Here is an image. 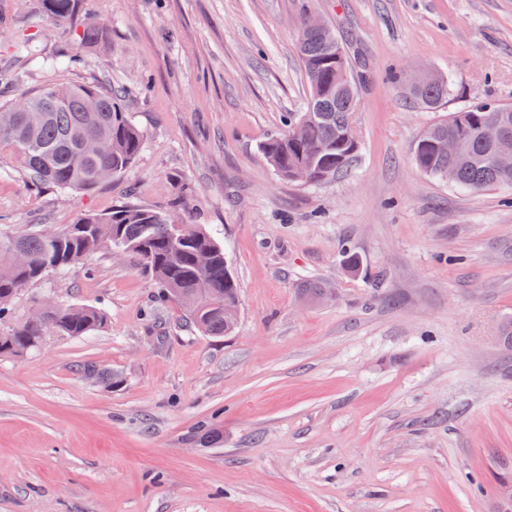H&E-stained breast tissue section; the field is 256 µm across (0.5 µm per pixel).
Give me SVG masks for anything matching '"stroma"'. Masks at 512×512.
I'll list each match as a JSON object with an SVG mask.
<instances>
[{
	"label": "stroma",
	"instance_id": "obj_1",
	"mask_svg": "<svg viewBox=\"0 0 512 512\" xmlns=\"http://www.w3.org/2000/svg\"><path fill=\"white\" fill-rule=\"evenodd\" d=\"M87 4L107 36L71 67L74 26L0 0V98L16 73L28 91L112 88L143 148L85 193L0 155V222L61 227L129 201L170 213L226 246L238 320L200 335L108 249L26 285L11 324L50 297L106 325L0 356V512H512V346L496 334L512 318V188L463 190L413 160L449 113L512 105V0ZM310 16L371 75L354 161L312 185L258 149L306 107ZM28 40L40 61L18 53ZM428 73L451 80L435 109L406 80Z\"/></svg>",
	"mask_w": 512,
	"mask_h": 512
}]
</instances>
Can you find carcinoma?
<instances>
[{"mask_svg": "<svg viewBox=\"0 0 512 512\" xmlns=\"http://www.w3.org/2000/svg\"><path fill=\"white\" fill-rule=\"evenodd\" d=\"M41 11L55 21L81 19L79 43L86 48L99 44L106 25L84 8L85 0H37ZM299 56L310 85L303 112L285 119L284 132L260 146L277 174L290 182L318 183L350 167L357 148L346 142L351 125L357 86L342 91L336 84V61L328 38L303 24L298 40ZM51 87L26 92L15 101L0 103V152L14 157L16 165L38 185L59 190L88 191L99 184L104 172L119 175L129 168L143 147L142 132L125 116L112 90L98 85L74 84L70 96L56 102ZM447 83L423 87L412 93L429 108L446 97ZM90 96L97 98L95 112L84 111ZM32 111H27V108ZM305 126V139L291 136L292 127ZM452 138L460 150L448 156L442 142ZM504 139L512 141V106L480 103L452 113L421 135L414 162L425 173L446 179L468 190L494 186L512 187V169L495 165L494 155ZM120 238L154 276L159 299L173 301L190 323L207 336L232 332L224 322V305L238 302V283L231 273L224 249L203 229L176 223L171 215L135 203L115 206L105 213L82 214L74 223L52 236L31 230L0 229V321L10 303L28 283L48 271L63 272L89 259ZM27 257L24 265L13 261L15 252ZM210 255L200 266L196 256ZM105 324L104 314L93 306L59 304L52 315L37 314L5 333H0V355H16L37 349L49 332L60 336L89 335Z\"/></svg>", "mask_w": 512, "mask_h": 512, "instance_id": "carcinoma-1", "label": "carcinoma"}]
</instances>
